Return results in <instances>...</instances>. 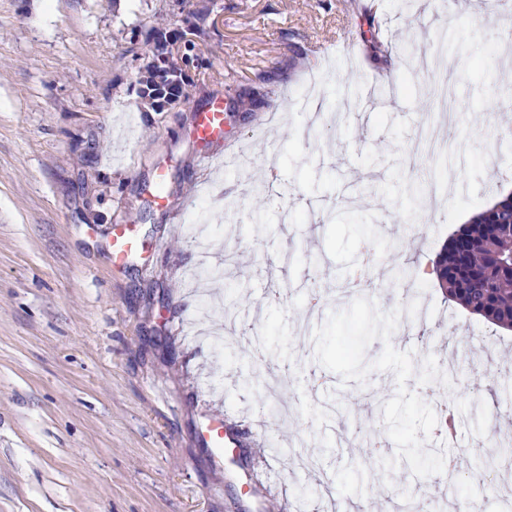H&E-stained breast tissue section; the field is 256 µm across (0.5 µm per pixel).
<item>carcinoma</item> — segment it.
Masks as SVG:
<instances>
[{"label":"carcinoma","instance_id":"obj_1","mask_svg":"<svg viewBox=\"0 0 512 512\" xmlns=\"http://www.w3.org/2000/svg\"><path fill=\"white\" fill-rule=\"evenodd\" d=\"M210 14L205 3L192 12L195 22L185 40L184 65L199 60ZM448 298L496 327L512 331V199L499 200L452 236L435 261Z\"/></svg>","mask_w":512,"mask_h":512}]
</instances>
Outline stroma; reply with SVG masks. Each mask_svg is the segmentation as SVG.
Here are the masks:
<instances>
[{
  "instance_id": "1",
  "label": "stroma",
  "mask_w": 512,
  "mask_h": 512,
  "mask_svg": "<svg viewBox=\"0 0 512 512\" xmlns=\"http://www.w3.org/2000/svg\"><path fill=\"white\" fill-rule=\"evenodd\" d=\"M195 2L0 0V512H336L378 485L399 500L439 467L441 399L465 418L462 465L422 512H502L499 471L476 469L502 433L512 332L420 271L512 192V0H208L202 62L153 111L144 32L186 29ZM371 29L388 63L365 52ZM443 70L448 149L409 163ZM387 82L395 97L366 99ZM311 85L333 123L308 125ZM216 99L224 142L204 145L195 113ZM125 222L146 250L113 271ZM200 228L209 263L235 254L231 282L195 275ZM364 248L380 291L346 286ZM211 413L237 441L228 472L198 435Z\"/></svg>"
}]
</instances>
